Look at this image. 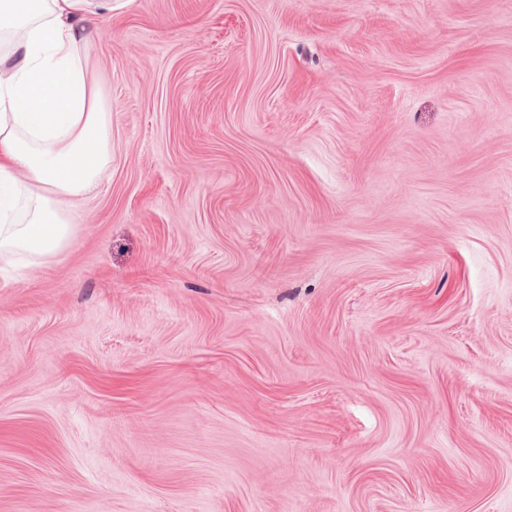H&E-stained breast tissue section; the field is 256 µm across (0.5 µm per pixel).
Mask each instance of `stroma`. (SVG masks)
Instances as JSON below:
<instances>
[{
    "mask_svg": "<svg viewBox=\"0 0 512 512\" xmlns=\"http://www.w3.org/2000/svg\"><path fill=\"white\" fill-rule=\"evenodd\" d=\"M86 49L0 512H512V0H112Z\"/></svg>",
    "mask_w": 512,
    "mask_h": 512,
    "instance_id": "1",
    "label": "stroma"
}]
</instances>
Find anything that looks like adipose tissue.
Here are the masks:
<instances>
[{"mask_svg": "<svg viewBox=\"0 0 512 512\" xmlns=\"http://www.w3.org/2000/svg\"><path fill=\"white\" fill-rule=\"evenodd\" d=\"M112 0H0V261L73 240L72 204L110 162L109 120L86 78L91 16Z\"/></svg>", "mask_w": 512, "mask_h": 512, "instance_id": "obj_1", "label": "adipose tissue"}]
</instances>
